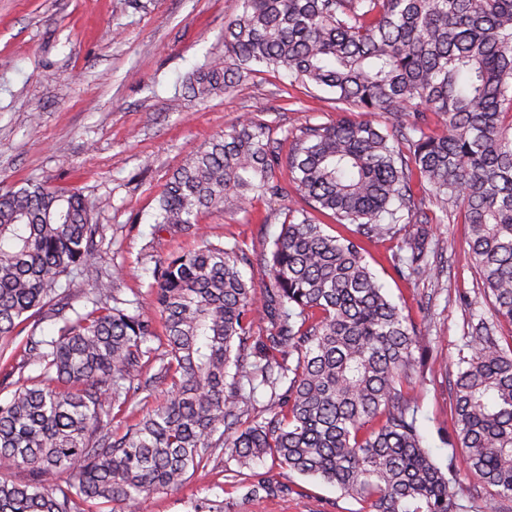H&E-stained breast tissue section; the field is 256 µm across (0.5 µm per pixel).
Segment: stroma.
Wrapping results in <instances>:
<instances>
[{"label":"stroma","instance_id":"obj_1","mask_svg":"<svg viewBox=\"0 0 512 512\" xmlns=\"http://www.w3.org/2000/svg\"><path fill=\"white\" fill-rule=\"evenodd\" d=\"M237 0H0V191L48 180L79 188L95 203L103 233L94 265L123 300L147 298L153 270L201 239L238 241L252 259L245 275L268 281L263 260L297 194L255 197L237 212L198 217L203 238L155 230L161 193L184 154L253 117L274 137L283 130L336 121L329 94L290 86L286 75L252 73L235 91L201 101L184 83L224 52V27ZM441 257L435 278L406 280L394 270L395 242L367 244L366 259L388 295L426 336L430 360L408 392L436 463L448 462L454 432L451 387L471 312L492 306L470 256L460 212L427 227ZM233 459L198 470L176 491L155 494L146 512H193L209 499L222 512H356L330 484L280 467L271 457L256 472L285 484L274 498H243L226 480Z\"/></svg>","mask_w":512,"mask_h":512}]
</instances>
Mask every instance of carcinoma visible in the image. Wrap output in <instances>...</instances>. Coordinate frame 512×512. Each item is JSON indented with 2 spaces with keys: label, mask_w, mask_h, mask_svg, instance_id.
<instances>
[{
  "label": "carcinoma",
  "mask_w": 512,
  "mask_h": 512,
  "mask_svg": "<svg viewBox=\"0 0 512 512\" xmlns=\"http://www.w3.org/2000/svg\"><path fill=\"white\" fill-rule=\"evenodd\" d=\"M224 28V56L186 86L205 101L261 67L333 95L336 122L270 136L252 117L194 148L159 200L154 224L200 246L155 266L150 304L167 352L153 359L156 321L140 299L119 300L92 269L101 225L78 190L47 181L0 192V348L32 318L59 324L25 337L21 378L0 400V466L30 479L0 482V512H141L161 491L184 487L229 454L247 498L283 486L251 470L267 455L284 469L336 487L358 512H460L457 462L488 490L484 508L512 501V0H239ZM408 114L391 127L353 110ZM443 131H428V114ZM290 143L282 156L284 143ZM287 164L308 208H290L256 288L243 247L201 238L198 217L245 208L252 196L285 197ZM441 215L416 205L413 179ZM460 209L495 320L471 325L470 355L453 383L455 437L440 467L424 443L403 384L425 359L423 330L408 322L366 260L365 243L401 225L440 224ZM352 224L323 230L316 214ZM404 279L436 277L427 236L403 237L391 255ZM81 294L84 311L64 303ZM134 310L128 311L127 305ZM269 324L254 335L255 307ZM170 389L119 434L112 409L155 381ZM270 391L271 417L255 414ZM250 473L243 472V469ZM56 471L74 482L50 488Z\"/></svg>",
  "instance_id": "cac0c4a2"
}]
</instances>
